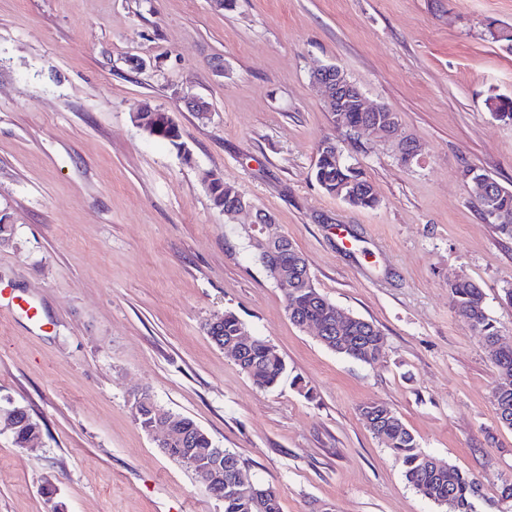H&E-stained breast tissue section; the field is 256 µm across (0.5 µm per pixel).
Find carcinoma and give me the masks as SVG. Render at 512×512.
<instances>
[{
	"label": "carcinoma",
	"mask_w": 512,
	"mask_h": 512,
	"mask_svg": "<svg viewBox=\"0 0 512 512\" xmlns=\"http://www.w3.org/2000/svg\"><path fill=\"white\" fill-rule=\"evenodd\" d=\"M147 127L161 134V140L178 147L181 138L179 129L168 122L167 112H147ZM315 179L324 192L341 198L346 192L354 193L351 206L374 208L378 197L373 193V184L363 171L336 154L318 152ZM214 206L233 200H248L238 188L218 178L209 190ZM483 216L490 211H506L512 214V192L498 182L492 183V190L477 203ZM259 263L269 259L288 286L282 288L286 310L296 325L305 320L320 321L326 333L321 343L331 351L341 350V355L367 365L378 363L385 354V338L371 322L355 317L344 326L336 327V305L326 298L315 286L313 279L300 280L299 269L306 266L303 254L290 239L281 245L273 244L270 254L254 252ZM450 298L455 313L483 336L487 347L501 343L494 353L493 363L497 369L499 383L493 399L498 418L503 410L512 413V344L501 342L500 330L492 323L484 308V293L475 282L467 279L450 286ZM244 323L233 313L224 314V322L212 341L220 348L224 343L241 335ZM240 370L259 389L276 387L286 371L285 362L275 346L261 337L252 339L242 359L237 362ZM149 402L137 407L135 417L141 428L151 431L156 416L169 414L172 421L170 434L162 442V448L174 460L182 463L192 457L198 462H207L208 449L213 447L210 436L194 420L179 414L169 413L148 394ZM362 420L372 415L379 420L380 428L371 429L379 440L401 461L403 476L407 484L425 498L446 508V512H476L475 499L479 496V483L471 474L460 470L451 463L442 462L419 447L415 435L406 427L394 410L372 401L358 406ZM40 428L28 411L20 413L19 428L13 432L16 444L24 443L32 436H39ZM266 494L256 499L253 496L224 495V512H281L278 492L269 484L262 485Z\"/></svg>",
	"instance_id": "cac0c4a2"
}]
</instances>
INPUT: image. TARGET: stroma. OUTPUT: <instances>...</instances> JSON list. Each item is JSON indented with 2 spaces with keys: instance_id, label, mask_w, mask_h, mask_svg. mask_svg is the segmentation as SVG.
I'll return each mask as SVG.
<instances>
[{
  "instance_id": "stroma-1",
  "label": "stroma",
  "mask_w": 512,
  "mask_h": 512,
  "mask_svg": "<svg viewBox=\"0 0 512 512\" xmlns=\"http://www.w3.org/2000/svg\"><path fill=\"white\" fill-rule=\"evenodd\" d=\"M487 20L512 26V0H0V220L14 227L0 244V403L40 426L31 448L0 431V512H224L137 423L143 388L275 486L282 512H440L361 421L364 401L473 474L476 512H497L512 427L484 340L448 294L456 275L477 282L512 342V235L463 180L474 166L512 187V122L487 108L512 97V53ZM333 64L399 114L394 140L337 129L311 79ZM143 101L170 114L182 148L133 123ZM329 138L376 207L320 188ZM407 138L421 151L404 165ZM208 172L268 210L319 291L382 332L378 364L290 321L249 215L213 205ZM228 311L282 354L275 389L206 333Z\"/></svg>"
}]
</instances>
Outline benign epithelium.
I'll use <instances>...</instances> for the list:
<instances>
[{
  "instance_id": "benign-epithelium-1",
  "label": "benign epithelium",
  "mask_w": 512,
  "mask_h": 512,
  "mask_svg": "<svg viewBox=\"0 0 512 512\" xmlns=\"http://www.w3.org/2000/svg\"><path fill=\"white\" fill-rule=\"evenodd\" d=\"M312 79L323 93L325 102L335 117L336 126L349 132L369 133L382 139H391L398 126L393 109L385 105H370L367 103L361 90L351 82L342 68L337 65H327L317 69L312 74ZM349 112H379L381 116L368 120L359 125L349 124L347 113ZM420 145L406 139L396 145V157L400 163L408 165L418 156ZM257 207L252 202H236L224 210L227 216L242 213L252 215L251 223L245 225V230L255 245L266 246L269 243L284 238V233L279 226L266 222L262 223L256 215ZM212 463L198 468L199 482L213 486L221 478L220 467L224 466V450L214 448L211 450ZM228 489L235 494L254 495L259 492L255 482L250 480L242 470L236 471L235 477Z\"/></svg>"
}]
</instances>
